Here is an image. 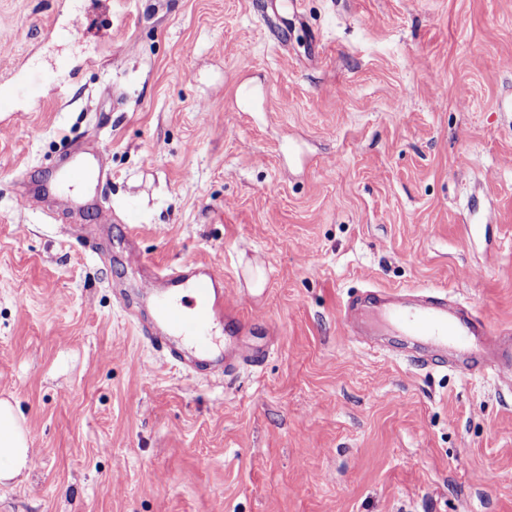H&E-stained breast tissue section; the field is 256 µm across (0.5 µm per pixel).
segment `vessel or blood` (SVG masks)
I'll list each match as a JSON object with an SVG mask.
<instances>
[{
  "label": "vessel or blood",
  "instance_id": "obj_1",
  "mask_svg": "<svg viewBox=\"0 0 512 512\" xmlns=\"http://www.w3.org/2000/svg\"><path fill=\"white\" fill-rule=\"evenodd\" d=\"M106 172V157L100 152L65 162L53 176L62 205L71 211L95 206ZM128 307L138 319L141 334L187 368L231 369L259 364L263 358L238 336L227 337L220 350L212 343L210 327L238 315L237 300L224 289V273L213 264L195 261L161 271L156 283L140 285ZM362 315L389 334L405 337L412 346V359L425 361L445 351L448 365L458 371H479L512 384V331L493 333L477 327L472 313L448 296L375 288L341 312L343 323L350 327Z\"/></svg>",
  "mask_w": 512,
  "mask_h": 512
}]
</instances>
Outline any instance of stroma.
<instances>
[{
	"label": "stroma",
	"mask_w": 512,
	"mask_h": 512,
	"mask_svg": "<svg viewBox=\"0 0 512 512\" xmlns=\"http://www.w3.org/2000/svg\"><path fill=\"white\" fill-rule=\"evenodd\" d=\"M0 82V399L40 456L0 512H512V390L339 318L413 287L512 328V0H0ZM184 261L260 364L140 335L120 289ZM105 174L108 175L106 157L102 152L92 153L88 158H72L54 173L53 180L62 193L57 195L58 200L71 211L95 206L98 188ZM75 186H80L82 193L76 197L67 195Z\"/></svg>",
	"instance_id": "1"
}]
</instances>
